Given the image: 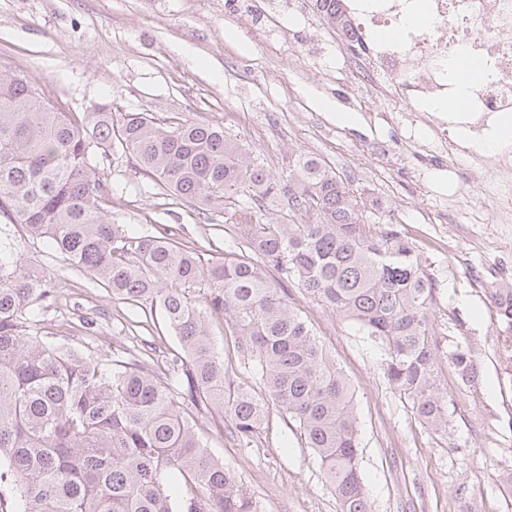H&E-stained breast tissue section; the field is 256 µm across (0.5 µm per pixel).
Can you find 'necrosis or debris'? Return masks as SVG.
<instances>
[{
    "instance_id": "necrosis-or-debris-1",
    "label": "necrosis or debris",
    "mask_w": 512,
    "mask_h": 512,
    "mask_svg": "<svg viewBox=\"0 0 512 512\" xmlns=\"http://www.w3.org/2000/svg\"><path fill=\"white\" fill-rule=\"evenodd\" d=\"M345 19L336 34V56L364 80L394 85L412 125L428 127L462 178H475L496 203L495 221L512 223V138L486 146L494 120L512 115V0H336ZM425 26L412 22L417 11ZM467 58L482 75L469 83L461 112L466 140L451 139L446 117L454 95L452 67ZM493 164H486L485 151Z\"/></svg>"
}]
</instances>
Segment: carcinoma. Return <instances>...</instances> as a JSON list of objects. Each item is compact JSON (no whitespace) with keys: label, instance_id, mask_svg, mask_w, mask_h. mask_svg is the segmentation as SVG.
<instances>
[{"label":"carcinoma","instance_id":"1","mask_svg":"<svg viewBox=\"0 0 512 512\" xmlns=\"http://www.w3.org/2000/svg\"><path fill=\"white\" fill-rule=\"evenodd\" d=\"M114 150L177 199H251L228 227L236 249L204 260L167 227L132 235L112 223L97 157ZM270 206L286 212L261 220ZM0 212L112 297L159 313L179 343L125 345L105 359L38 335L35 305L53 290L0 249V512H260L199 420L249 444L275 412L320 460L340 512H371L353 395L287 284L354 322L415 414L448 426L418 247L391 224L365 222L354 191L317 156L298 154L276 179L222 126L106 104L58 112L47 88L0 70ZM491 302L511 334L512 288L492 289ZM214 322L251 383L225 364ZM448 361L475 378L467 352Z\"/></svg>","mask_w":512,"mask_h":512}]
</instances>
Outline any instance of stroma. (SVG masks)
Instances as JSON below:
<instances>
[{
	"instance_id": "obj_1",
	"label": "stroma",
	"mask_w": 512,
	"mask_h": 512,
	"mask_svg": "<svg viewBox=\"0 0 512 512\" xmlns=\"http://www.w3.org/2000/svg\"><path fill=\"white\" fill-rule=\"evenodd\" d=\"M259 18L231 0H0V68L47 85L66 112L99 102L122 112L178 115L220 124L274 177L296 153L324 159L419 248L435 288L432 344L442 364L439 388L448 426L434 431L393 390L383 354L358 327L290 294L354 393L361 470L373 512H512V347L489 291L512 287V223H494L476 182L448 181V158L432 135L398 128L404 101L325 74L336 33L305 22L307 0H274ZM100 166L112 189V220L136 232L167 224L205 257L222 255L234 223L224 208L200 209L169 196L115 152ZM0 247L18 252L55 294L43 302L39 334L111 354L135 335L175 346L162 321L114 300L92 277L0 214ZM472 355L473 381L446 359ZM207 443L259 500L262 512H339L320 463L292 422L273 417L267 432L242 445L209 429Z\"/></svg>"
}]
</instances>
